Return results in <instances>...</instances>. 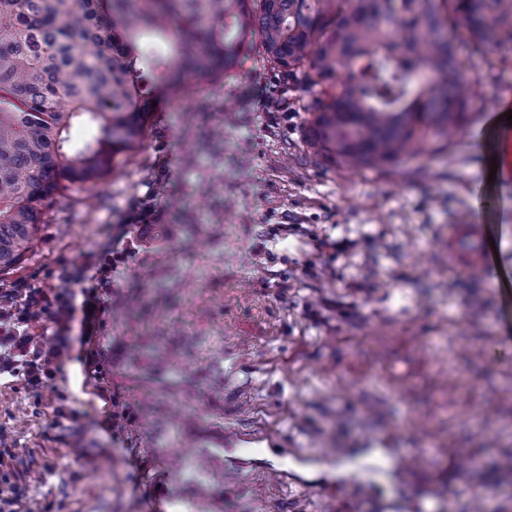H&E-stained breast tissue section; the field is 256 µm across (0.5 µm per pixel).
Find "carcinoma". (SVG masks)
<instances>
[{
  "label": "carcinoma",
  "mask_w": 512,
  "mask_h": 512,
  "mask_svg": "<svg viewBox=\"0 0 512 512\" xmlns=\"http://www.w3.org/2000/svg\"><path fill=\"white\" fill-rule=\"evenodd\" d=\"M256 43L289 91L314 95L313 155L383 171L448 149L463 71L512 50V0H0V274L49 200L138 146L157 97L232 75Z\"/></svg>",
  "instance_id": "obj_1"
}]
</instances>
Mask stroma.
Segmentation results:
<instances>
[{
    "label": "stroma",
    "instance_id": "35a3bbf8",
    "mask_svg": "<svg viewBox=\"0 0 512 512\" xmlns=\"http://www.w3.org/2000/svg\"><path fill=\"white\" fill-rule=\"evenodd\" d=\"M466 71L471 123L383 172L321 163L259 55L159 101L140 146L45 208L0 289L58 283L142 203L93 337L97 370L0 376V446L49 512H512V182L488 179L512 51ZM507 280L439 240L470 187Z\"/></svg>",
    "mask_w": 512,
    "mask_h": 512
}]
</instances>
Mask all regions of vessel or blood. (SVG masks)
Here are the masks:
<instances>
[{
	"instance_id": "vessel-or-blood-1",
	"label": "vessel or blood",
	"mask_w": 512,
	"mask_h": 512,
	"mask_svg": "<svg viewBox=\"0 0 512 512\" xmlns=\"http://www.w3.org/2000/svg\"><path fill=\"white\" fill-rule=\"evenodd\" d=\"M473 204L467 223L448 228V256L450 261L464 269H477L492 273L494 265L487 235L479 222L480 215L488 208V198L481 187H474Z\"/></svg>"
}]
</instances>
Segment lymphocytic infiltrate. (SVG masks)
<instances>
[{"mask_svg": "<svg viewBox=\"0 0 512 512\" xmlns=\"http://www.w3.org/2000/svg\"><path fill=\"white\" fill-rule=\"evenodd\" d=\"M122 261L121 252L107 247L96 263L66 273L61 286L0 291V372L22 370L35 389L52 380L71 357L72 329L90 336L99 327L108 310L102 293ZM47 331L54 339L49 348L42 342Z\"/></svg>", "mask_w": 512, "mask_h": 512, "instance_id": "f902f5d3", "label": "lymphocytic infiltrate"}]
</instances>
